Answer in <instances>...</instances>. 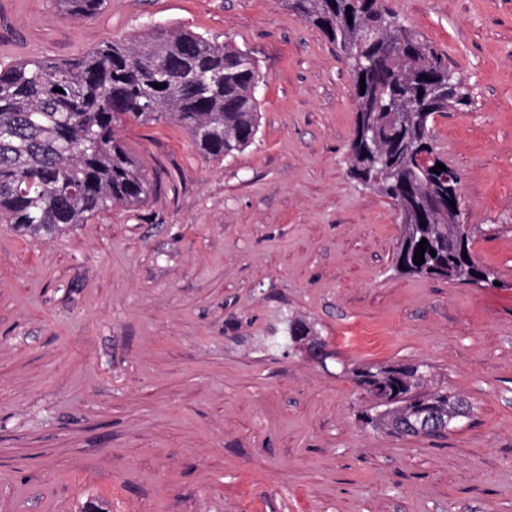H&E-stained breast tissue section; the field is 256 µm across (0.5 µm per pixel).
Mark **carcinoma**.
I'll use <instances>...</instances> for the list:
<instances>
[{
  "instance_id": "cac0c4a2",
  "label": "carcinoma",
  "mask_w": 512,
  "mask_h": 512,
  "mask_svg": "<svg viewBox=\"0 0 512 512\" xmlns=\"http://www.w3.org/2000/svg\"><path fill=\"white\" fill-rule=\"evenodd\" d=\"M59 2L72 16L92 17L109 0ZM287 2L336 45L353 76L348 170L399 209L395 266L467 285L491 280L493 273L472 258L465 216L448 215V195L458 192L460 175L449 166L431 172L443 162L431 132L435 117L472 103L451 64L387 0ZM259 79L250 52L168 29L106 43L71 61L24 60L1 68L0 222L51 236L115 206L144 203L152 186L121 138L129 122L176 123L206 159L246 149L259 129ZM423 238L424 262L416 265ZM296 328L318 334L312 323L291 317L274 347L288 350ZM346 373L369 397L361 422L374 430L406 436L405 421L418 410L440 414L450 430L470 410L466 398L432 384L431 366L423 361L358 364Z\"/></svg>"
}]
</instances>
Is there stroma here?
<instances>
[{"mask_svg": "<svg viewBox=\"0 0 512 512\" xmlns=\"http://www.w3.org/2000/svg\"><path fill=\"white\" fill-rule=\"evenodd\" d=\"M389 6L473 93L433 134L497 287L394 270L398 209L347 173L349 72L285 0H0V65L166 28L262 76L244 151L130 123L145 203L45 239L0 223V512H512V0ZM292 316L326 364L269 348ZM411 360L472 404L444 437L357 420L348 368ZM75 17H92L103 11L110 0H58Z\"/></svg>", "mask_w": 512, "mask_h": 512, "instance_id": "35a3bbf8", "label": "stroma"}]
</instances>
